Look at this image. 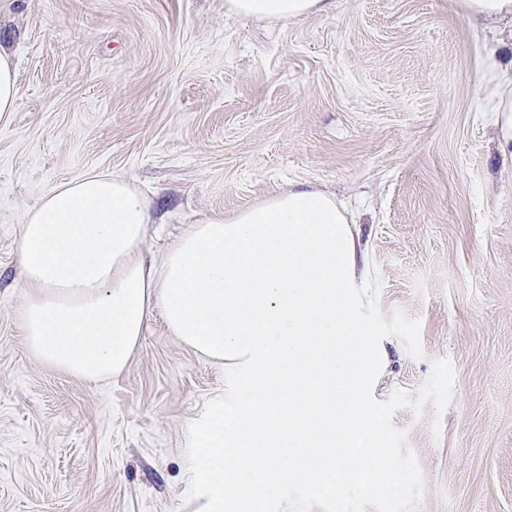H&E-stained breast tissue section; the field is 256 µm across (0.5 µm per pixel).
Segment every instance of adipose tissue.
<instances>
[{
    "label": "adipose tissue",
    "mask_w": 512,
    "mask_h": 512,
    "mask_svg": "<svg viewBox=\"0 0 512 512\" xmlns=\"http://www.w3.org/2000/svg\"><path fill=\"white\" fill-rule=\"evenodd\" d=\"M334 0H224L225 11L295 19ZM146 197L124 178L62 183L24 215L18 253L27 350L89 383L121 376L153 313L233 379L191 448L209 512H264L291 482L340 490L369 422L383 345L360 311L348 219L317 189L291 190L188 225L160 259L142 242Z\"/></svg>",
    "instance_id": "obj_1"
}]
</instances>
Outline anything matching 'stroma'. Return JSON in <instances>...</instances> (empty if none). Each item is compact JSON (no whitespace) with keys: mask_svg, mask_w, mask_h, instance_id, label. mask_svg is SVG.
Segmentation results:
<instances>
[{"mask_svg":"<svg viewBox=\"0 0 512 512\" xmlns=\"http://www.w3.org/2000/svg\"><path fill=\"white\" fill-rule=\"evenodd\" d=\"M0 512H205L186 442L228 369L152 315L97 385L25 347L27 209L92 171L131 181L162 252L288 188L344 206L387 364L372 393L400 483L288 485L269 512H512V148L494 106L512 19L458 0H336L288 20L224 0H0ZM19 97L13 58L0 48V113L15 110Z\"/></svg>","mask_w":512,"mask_h":512,"instance_id":"stroma-1","label":"stroma"}]
</instances>
